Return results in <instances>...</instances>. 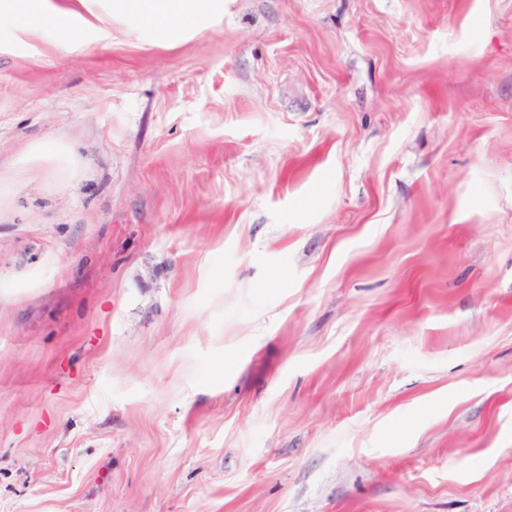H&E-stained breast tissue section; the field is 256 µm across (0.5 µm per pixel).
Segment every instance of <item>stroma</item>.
Segmentation results:
<instances>
[{
    "instance_id": "stroma-1",
    "label": "stroma",
    "mask_w": 512,
    "mask_h": 512,
    "mask_svg": "<svg viewBox=\"0 0 512 512\" xmlns=\"http://www.w3.org/2000/svg\"><path fill=\"white\" fill-rule=\"evenodd\" d=\"M0 22V512H512V0Z\"/></svg>"
}]
</instances>
